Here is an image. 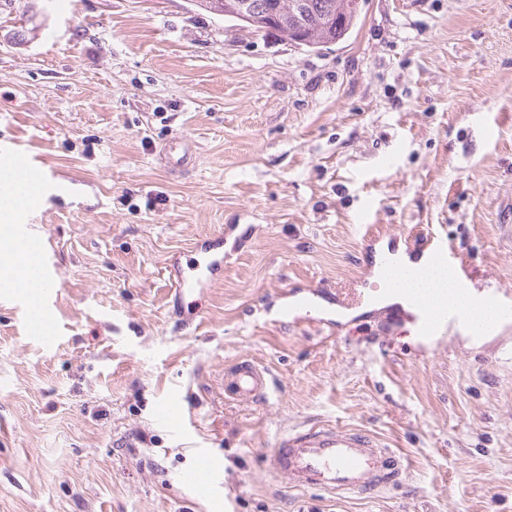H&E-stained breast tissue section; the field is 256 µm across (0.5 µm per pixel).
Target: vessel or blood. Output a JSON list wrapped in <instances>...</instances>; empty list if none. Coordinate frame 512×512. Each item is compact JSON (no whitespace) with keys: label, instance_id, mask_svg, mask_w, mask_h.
Here are the masks:
<instances>
[{"label":"vessel or blood","instance_id":"1","mask_svg":"<svg viewBox=\"0 0 512 512\" xmlns=\"http://www.w3.org/2000/svg\"><path fill=\"white\" fill-rule=\"evenodd\" d=\"M10 159V178L29 187L45 182V171L24 154L11 153ZM218 265V259L211 257L196 262L189 273L174 280L175 293L193 292L206 273L217 270ZM407 304L419 335L430 340L480 325V310L476 307L456 305L438 311L427 299L416 295L408 297ZM26 324L36 339L48 345L54 342L55 321L46 307L29 310ZM224 383L234 400L251 402L265 395L269 376L252 361L243 360L225 371ZM266 465L271 473L294 486L314 487L345 497L385 491L405 473L408 462L401 452L385 447L374 436L329 425L282 435L268 453ZM217 468V461L206 457L193 472L191 480L199 497L211 496Z\"/></svg>","mask_w":512,"mask_h":512}]
</instances>
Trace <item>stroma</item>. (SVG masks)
Returning <instances> with one entry per match:
<instances>
[{
  "mask_svg": "<svg viewBox=\"0 0 512 512\" xmlns=\"http://www.w3.org/2000/svg\"><path fill=\"white\" fill-rule=\"evenodd\" d=\"M179 142L194 164L174 172ZM12 149L51 183L21 223L47 244L58 338L0 291V512H512V320L428 341L336 304L430 228L474 285L512 292V0H360L321 48L192 0H0ZM207 240L220 270L172 295ZM312 293L322 320L281 319ZM240 360L264 398L225 393ZM322 425L377 436L406 475L334 497L267 470L282 433ZM26 324L32 336L45 344H52L55 340V321L52 313L44 306L31 309L26 315ZM269 376L249 360L235 363L224 372L227 393L238 402H252L269 389ZM217 468L216 460L204 457L192 473L191 480L199 497L208 499L211 496Z\"/></svg>",
  "mask_w": 512,
  "mask_h": 512,
  "instance_id": "1",
  "label": "stroma"
}]
</instances>
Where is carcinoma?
<instances>
[{
  "label": "carcinoma",
  "instance_id": "obj_1",
  "mask_svg": "<svg viewBox=\"0 0 512 512\" xmlns=\"http://www.w3.org/2000/svg\"><path fill=\"white\" fill-rule=\"evenodd\" d=\"M295 0H252L254 15L259 21L247 31L253 35H266L268 31L260 25L268 15L278 13L285 16L277 35L286 39L295 27H300L303 36L312 42L328 38L343 40L355 27L358 15L351 8L350 0H302L304 9L299 13L300 22L289 17L291 4Z\"/></svg>",
  "mask_w": 512,
  "mask_h": 512
}]
</instances>
